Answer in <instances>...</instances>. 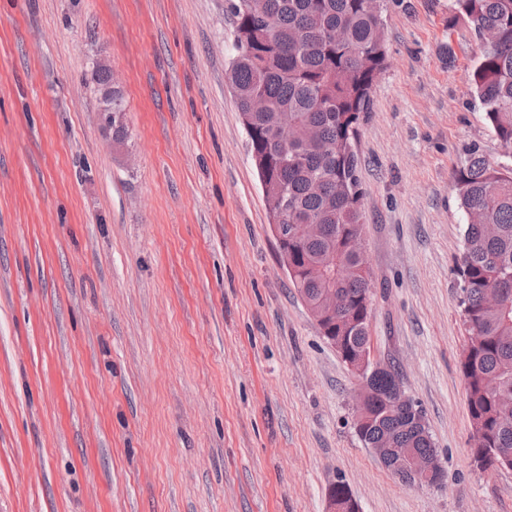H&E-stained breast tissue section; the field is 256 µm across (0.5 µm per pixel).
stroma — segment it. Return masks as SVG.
<instances>
[{
    "label": "stroma",
    "mask_w": 512,
    "mask_h": 512,
    "mask_svg": "<svg viewBox=\"0 0 512 512\" xmlns=\"http://www.w3.org/2000/svg\"><path fill=\"white\" fill-rule=\"evenodd\" d=\"M231 0H0V512H512L462 373L454 176L504 149L452 0H386L356 150L372 355L444 472L360 441L357 375L283 265L229 80ZM107 61L128 137L99 123Z\"/></svg>",
    "instance_id": "obj_1"
}]
</instances>
